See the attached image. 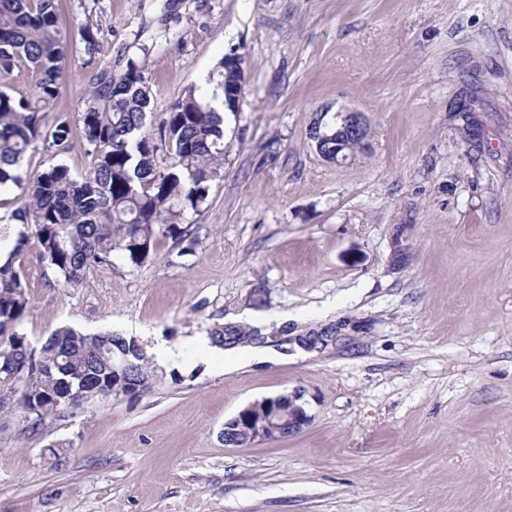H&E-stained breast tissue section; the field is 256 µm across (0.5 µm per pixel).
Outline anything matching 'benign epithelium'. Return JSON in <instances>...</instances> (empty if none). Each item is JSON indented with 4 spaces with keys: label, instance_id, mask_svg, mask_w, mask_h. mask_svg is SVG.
<instances>
[{
    "label": "benign epithelium",
    "instance_id": "7a95c632",
    "mask_svg": "<svg viewBox=\"0 0 512 512\" xmlns=\"http://www.w3.org/2000/svg\"><path fill=\"white\" fill-rule=\"evenodd\" d=\"M326 113L316 115L309 129V138L314 143L315 150L320 158L326 162L338 163L353 152V147H362L368 134V123L365 115L361 112L350 110H338L333 115L336 120L335 130L330 132L325 129ZM100 361L104 367L112 370V387L109 393L124 392L140 393L142 389L127 381L121 375V368L124 359L118 357L109 348L102 349ZM302 395L299 391L281 394L267 403L269 413L262 423H254L249 417L252 405L241 409L234 420L237 427L244 435L247 443L253 444L257 441L273 440L275 435L281 431L299 433L305 429L310 421L311 415L301 402Z\"/></svg>",
    "mask_w": 512,
    "mask_h": 512
}]
</instances>
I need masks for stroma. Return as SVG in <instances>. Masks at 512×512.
I'll use <instances>...</instances> for the list:
<instances>
[{
  "label": "stroma",
  "instance_id": "1",
  "mask_svg": "<svg viewBox=\"0 0 512 512\" xmlns=\"http://www.w3.org/2000/svg\"><path fill=\"white\" fill-rule=\"evenodd\" d=\"M74 45L45 130L63 145L25 169L92 158L78 114L91 79L143 61L152 122L243 57L224 164L181 238L142 264L113 251L75 287L21 257L18 333L62 324L173 347L152 385L85 401L41 431L0 409V512H512V0H59ZM478 96L479 110L460 105ZM365 113L339 163L317 112ZM403 236L407 259L392 262ZM341 320L348 339L291 338ZM250 347L201 348L214 325ZM301 390L302 432L224 445L246 405Z\"/></svg>",
  "mask_w": 512,
  "mask_h": 512
}]
</instances>
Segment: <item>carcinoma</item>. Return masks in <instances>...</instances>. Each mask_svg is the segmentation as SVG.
<instances>
[{
  "label": "carcinoma",
  "mask_w": 512,
  "mask_h": 512,
  "mask_svg": "<svg viewBox=\"0 0 512 512\" xmlns=\"http://www.w3.org/2000/svg\"><path fill=\"white\" fill-rule=\"evenodd\" d=\"M78 35L84 53L95 56L99 40L93 29L85 25ZM69 48L58 24L57 0H0V78L22 65L32 75L26 96L15 98L0 89V188L12 184L26 196L14 219L34 227L41 259L74 287L91 265L108 262L116 249L138 265L151 255L158 236L182 235L180 217L205 202L224 160V115L211 97L223 94L227 109L236 111L231 92L242 68L237 54L225 55L213 73L211 95L189 90L154 133L146 131L151 90L142 67L130 60L120 74L102 70L79 113L93 160L89 173L79 178L57 164L24 176L28 152H49L68 134L65 121L46 134L41 121L59 94ZM26 239L19 232L8 261L0 264V396L29 408L31 428L37 430L63 408L55 403L60 392L82 391L87 400L107 395V374L95 353L112 334L88 336L62 326L36 355H28L16 331L27 305L25 282L13 262ZM209 337L222 348L254 339L239 325L213 328ZM123 348L125 375L152 377L143 345L126 338Z\"/></svg>",
  "instance_id": "1"
}]
</instances>
